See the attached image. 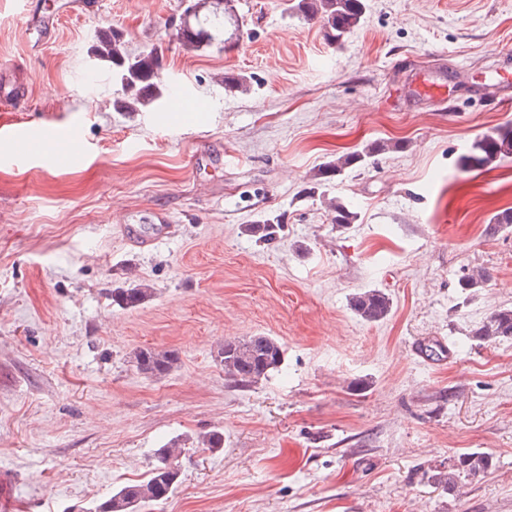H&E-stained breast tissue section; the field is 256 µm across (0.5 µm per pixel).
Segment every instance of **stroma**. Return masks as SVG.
Here are the masks:
<instances>
[{"instance_id":"1","label":"stroma","mask_w":512,"mask_h":512,"mask_svg":"<svg viewBox=\"0 0 512 512\" xmlns=\"http://www.w3.org/2000/svg\"><path fill=\"white\" fill-rule=\"evenodd\" d=\"M26 0H0V124L47 141L76 128L75 160H16L0 138V473L14 512H96L187 439L181 478L141 512H512V339L476 329L512 307V157L462 170L461 155L512 109L480 94L512 77V0H366L362 25L325 37L288 0H237L238 51L177 39L189 0H39L54 38H28ZM160 56L158 99L122 93L102 36ZM466 69L447 99L406 94L415 70ZM247 77L248 90L231 85ZM391 141L312 192L337 157ZM359 220L332 222L329 198ZM176 234L142 249L122 232ZM280 217L263 244L247 224ZM488 274L477 288L463 275ZM118 288H148L137 307ZM378 289L385 320L351 297ZM270 336L279 371L233 386L213 356ZM178 353L147 379L139 348ZM217 430L224 446L191 441ZM481 451L456 490L436 467ZM350 306L362 320L370 323L381 321L390 311L389 298L377 289L354 294ZM491 467L490 457L483 452L461 454L448 462V470H437L432 478L438 484H444L448 490L454 489L460 474L473 479L486 475Z\"/></svg>"}]
</instances>
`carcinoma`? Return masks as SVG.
Returning a JSON list of instances; mask_svg holds the SVG:
<instances>
[{"instance_id":"carcinoma-1","label":"carcinoma","mask_w":512,"mask_h":512,"mask_svg":"<svg viewBox=\"0 0 512 512\" xmlns=\"http://www.w3.org/2000/svg\"><path fill=\"white\" fill-rule=\"evenodd\" d=\"M234 0H219L223 9L213 10L201 17L197 8L207 0H197L193 16L197 27L184 23L180 29L182 44L191 47L216 39L226 44L224 20L234 15ZM290 8L306 19L319 17L325 21L327 36L332 41L342 39L358 27L365 12L364 0H293ZM120 38L112 33V63L120 67L122 85L140 86L147 91L152 87L150 79L158 69V58L153 53L128 57L119 52ZM390 149L386 143H372L362 150L336 158V163L322 170L324 178L338 176L345 169L366 163L382 151ZM512 157V125H503L484 135L472 144L468 154L460 158L464 169L487 167L503 158ZM332 221L338 226L353 224L358 212L348 203L330 199ZM282 224L278 217H269L259 224H246L244 231L258 242H269L276 238ZM151 295L149 288L119 289L112 294V302L121 308H132ZM351 308L366 322H379L390 311L389 298L380 290L370 289L354 294ZM486 341L512 337V309L492 312L475 332ZM283 360L282 345L270 336H251L247 339H226L217 350L215 361L224 367V376L237 387L251 388L267 379L277 370ZM178 357L169 351L142 349L134 353L132 363L146 378L158 377L172 370ZM197 447L218 450L223 447V434L217 430L197 437ZM186 447L178 438L171 439L156 450L155 462L145 478L124 485L98 506V512H140L149 503L166 499L175 490L180 477V468ZM491 467L490 457L483 452L461 454L448 462V470H438L432 475L435 482L448 489L455 488L460 476L473 479L486 475Z\"/></svg>"}]
</instances>
